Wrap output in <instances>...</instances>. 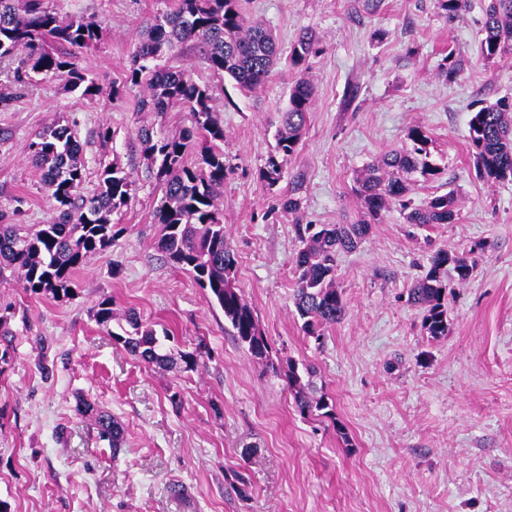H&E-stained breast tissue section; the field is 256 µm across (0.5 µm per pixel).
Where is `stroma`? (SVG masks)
<instances>
[{
    "label": "stroma",
    "instance_id": "35a3bbf8",
    "mask_svg": "<svg viewBox=\"0 0 512 512\" xmlns=\"http://www.w3.org/2000/svg\"><path fill=\"white\" fill-rule=\"evenodd\" d=\"M172 4L54 0L102 25V42L80 59L101 92L86 100L45 79L0 110V207L24 196L27 223L53 214L27 144L55 116L75 121L89 173L116 156L136 185L112 216L111 247L76 274L73 298L25 293L10 272L0 278L11 331L0 341V501L10 512H512V180L477 179L468 142L472 108L512 98V54L488 61L481 50L489 0H469L454 18L437 0H243L282 53L251 93L214 76L196 50L168 59L212 89L224 127V228L236 282L270 344L265 361L238 344L209 291L155 246L160 193L136 133L152 124L179 132L185 114L138 111L136 88L110 97L145 22ZM304 29L321 46L307 62L315 97L270 188L258 170L275 146L297 76L288 55ZM448 55L458 63L453 77L440 68ZM103 124L113 141L98 139ZM417 125L441 173L413 176L407 198L417 207L452 188L458 215L421 226L390 205L340 255L347 313L315 342L292 300L295 227L359 218L360 170L408 146ZM288 197L298 211L283 208ZM477 242L471 277L449 284L448 333L431 337L407 291L436 251ZM106 298L117 314L168 331L165 350L187 352L202 338L210 359L185 372L132 356L93 317ZM292 364L312 369L334 419L300 414L285 379ZM175 390L178 407L168 400ZM82 400L120 422L119 452L77 414Z\"/></svg>",
    "mask_w": 512,
    "mask_h": 512
}]
</instances>
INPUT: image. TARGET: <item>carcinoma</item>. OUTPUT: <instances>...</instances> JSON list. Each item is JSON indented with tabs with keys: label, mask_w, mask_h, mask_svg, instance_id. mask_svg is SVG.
<instances>
[{
	"label": "carcinoma",
	"mask_w": 512,
	"mask_h": 512,
	"mask_svg": "<svg viewBox=\"0 0 512 512\" xmlns=\"http://www.w3.org/2000/svg\"><path fill=\"white\" fill-rule=\"evenodd\" d=\"M482 53L490 60L512 52V0H491L482 26ZM103 27L92 21L62 14L49 0H0V61L19 59L9 82L10 93L0 92V110L39 81L63 82L68 92L91 99L100 93L96 80L79 65L81 55L98 46ZM318 38L311 31L298 35L290 61L300 67L318 51ZM195 48L213 73L234 80L251 92L271 76L278 60V46L270 30L252 21L242 0H174V6L155 15L146 34L136 45L132 65L121 82L112 83V98L123 97L133 87L142 88L139 111L183 112L189 125L169 135L163 130L141 127L137 137L147 177L161 192L153 213L160 226L155 245L175 267L188 272L209 290L223 310L224 319L238 342L257 359L268 354L269 343L255 320L243 291L236 285V258L224 230L220 198L224 189V127L214 116L212 91L197 82L189 68H161L156 61ZM315 96L314 86L299 76L292 84L288 105L276 132L275 152L258 171L269 187L281 179L282 159L292 154L302 136L306 116ZM469 146L477 175L485 181L512 177V99L502 98L472 112L468 121ZM412 147L389 151L367 166L357 178V194L363 216L351 224L296 225L303 247L294 259L293 299L304 334L321 340L324 329L346 313V302L336 288L340 253L354 249L371 224L389 204L404 197L408 177L435 179L440 168L431 160L428 131L414 127L408 132ZM28 157L55 201L53 216L44 224H25L22 197L14 207L0 209V277L9 270L20 278L24 290L49 294L56 299L74 296V275L89 257L111 247L112 214L134 196L133 181L118 157L99 163L94 188L84 194L87 179L83 147L74 125L60 119L34 134ZM457 197L450 190L435 195L407 214L410 224H449L456 216ZM477 248L467 252L439 251L408 294V302L421 308L427 333L448 335V269L457 281L470 278ZM93 317L105 328L117 320L112 302L104 299L93 308ZM127 326L112 333V339L133 356L159 367L184 364L193 370L203 357L201 348L179 355L162 351L152 325L135 314L125 316ZM301 414L317 411L333 417V405L325 395L309 392L298 367L288 365L285 374ZM94 419L99 438L112 451L124 443L122 425L85 403L79 409Z\"/></svg>",
	"instance_id": "cac0c4a2"
}]
</instances>
